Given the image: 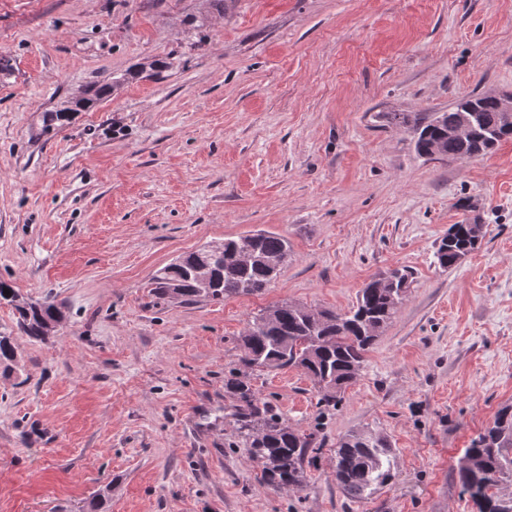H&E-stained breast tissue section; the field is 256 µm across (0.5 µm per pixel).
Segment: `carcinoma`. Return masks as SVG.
<instances>
[{"label": "carcinoma", "instance_id": "carcinoma-1", "mask_svg": "<svg viewBox=\"0 0 512 512\" xmlns=\"http://www.w3.org/2000/svg\"><path fill=\"white\" fill-rule=\"evenodd\" d=\"M118 84L116 80L110 86H88L67 105L44 113L41 133L48 134L72 120L74 113L89 110ZM472 112L479 114V120L464 135L448 136V131ZM385 119L409 131L418 155L430 159L467 161L512 139L498 100L490 94L465 96L446 112L429 116L388 112ZM483 237L484 225L477 217L451 225L436 249L437 264L443 269L457 266ZM289 251L288 239L270 232L228 238L217 258L207 260L200 249L190 252L159 269L152 285L156 294L188 303L200 297L221 301L258 295L277 278ZM205 262L211 274L208 288L201 287L196 277L197 268ZM411 283L407 269H394L366 284L356 305L346 313L314 312L287 301L264 309L252 317L239 337L245 352L241 362L259 372L300 367L317 387L319 402L335 406L360 374L376 338L394 319ZM2 301L15 310L19 330L36 342L44 341L61 319L51 297L29 302L0 281ZM307 350L311 357L304 362ZM224 388L237 399L233 426L251 460L261 466L262 480L275 490L300 486L305 480L307 450L314 447L313 435L285 425L268 403L256 396L239 369L231 367L224 373ZM392 454L393 448L381 436L352 432L342 437L336 446L335 476L346 497L361 501L389 484L394 479ZM458 483L477 512H512V498L495 492L500 485L512 484L511 405L501 408L492 425L464 449Z\"/></svg>", "mask_w": 512, "mask_h": 512}]
</instances>
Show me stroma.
I'll return each mask as SVG.
<instances>
[{"label": "stroma", "mask_w": 512, "mask_h": 512, "mask_svg": "<svg viewBox=\"0 0 512 512\" xmlns=\"http://www.w3.org/2000/svg\"><path fill=\"white\" fill-rule=\"evenodd\" d=\"M0 55V280L63 315L33 342L0 304V512H475L458 462L512 404V140L432 160L383 115L512 92V0H0ZM474 216L481 244L440 268ZM258 231L291 246L263 294L153 295L179 255ZM402 266L410 293L337 408L300 369L250 373L321 440L302 487L273 490L233 433L238 337L285 300L347 311ZM353 431L394 450L358 502L333 473ZM111 91V86H88L82 91L67 101V105L44 112L42 116V134H49L51 131L56 130L57 127L65 125L70 120L75 112L87 111L92 108L99 100L106 97ZM484 237V224L478 217L468 218L448 229L435 252L437 264L443 269H451L470 252L477 248Z\"/></svg>", "instance_id": "35a3bbf8"}]
</instances>
